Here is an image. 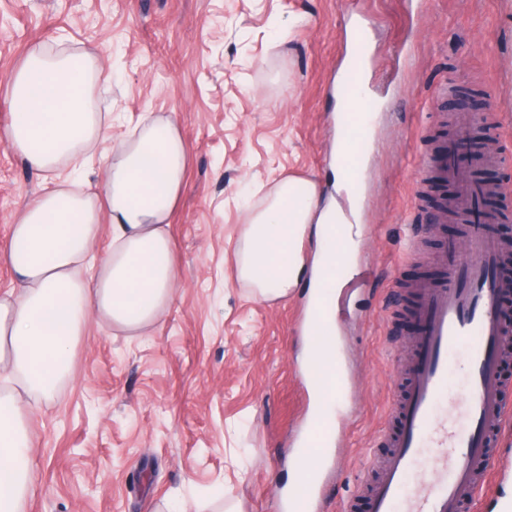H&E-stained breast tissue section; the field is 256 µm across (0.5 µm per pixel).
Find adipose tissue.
<instances>
[{
	"mask_svg": "<svg viewBox=\"0 0 512 512\" xmlns=\"http://www.w3.org/2000/svg\"><path fill=\"white\" fill-rule=\"evenodd\" d=\"M105 77L90 55L36 46L8 81L13 120L0 137L30 170L70 178L30 200L0 244L14 283L0 294V512H21L32 491L29 403L56 394L88 318L138 332L157 322L178 279L168 227L188 146L174 121H138L114 150L101 190L73 188L79 155L107 129L91 109ZM313 224L333 225L334 237L353 242L338 206L320 205L314 180H281L243 228L239 280L261 298L286 297L303 270L295 245ZM105 225L112 244L98 259Z\"/></svg>",
	"mask_w": 512,
	"mask_h": 512,
	"instance_id": "adipose-tissue-1",
	"label": "adipose tissue"
}]
</instances>
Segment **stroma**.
Segmentation results:
<instances>
[{
    "label": "stroma",
    "mask_w": 512,
    "mask_h": 512,
    "mask_svg": "<svg viewBox=\"0 0 512 512\" xmlns=\"http://www.w3.org/2000/svg\"><path fill=\"white\" fill-rule=\"evenodd\" d=\"M39 44L90 54L111 75L93 89L111 119L88 151L91 191L140 116L174 118L188 157L172 301L137 333L89 318L70 380L27 417L37 480L25 512H280L294 487L289 443L311 407L298 330L310 284L258 298L237 278V250L281 179L315 180L346 204L331 175L335 83L358 51L375 106L356 129L370 148L355 245H329L355 274L332 335L344 389L320 461V512H342L387 453L378 432L414 356L413 299L397 283L437 278L447 244L469 251L410 174L438 135L456 138L483 111L502 120L490 143L506 159L488 175L512 182V0H0V129L8 78ZM50 183L0 140V241ZM491 453L502 467L479 512L512 505V425Z\"/></svg>",
    "instance_id": "1"
}]
</instances>
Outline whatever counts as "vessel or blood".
Instances as JSON below:
<instances>
[{
  "label": "vessel or blood",
  "instance_id": "vessel-or-blood-1",
  "mask_svg": "<svg viewBox=\"0 0 512 512\" xmlns=\"http://www.w3.org/2000/svg\"><path fill=\"white\" fill-rule=\"evenodd\" d=\"M475 135V126H466L447 154L436 160L451 188L452 216L463 225L471 250L464 257L451 249L442 251V276L413 287L412 317L420 325L419 336L405 370L404 394L394 409L395 427L378 435L388 449L379 475L359 487L368 512H458L463 501L490 487L496 464L487 450L512 423V400L504 393L501 371L505 355L499 300L508 286L500 275L502 245L489 230L492 216L472 213L489 185L458 161L463 143ZM329 308L326 300L308 306L301 329L319 335L321 314ZM462 343L467 349L460 364L461 385L452 399L448 353ZM325 427L323 418L312 414L296 442L299 457H310ZM428 463L439 467V480L422 477Z\"/></svg>",
  "mask_w": 512,
  "mask_h": 512
}]
</instances>
